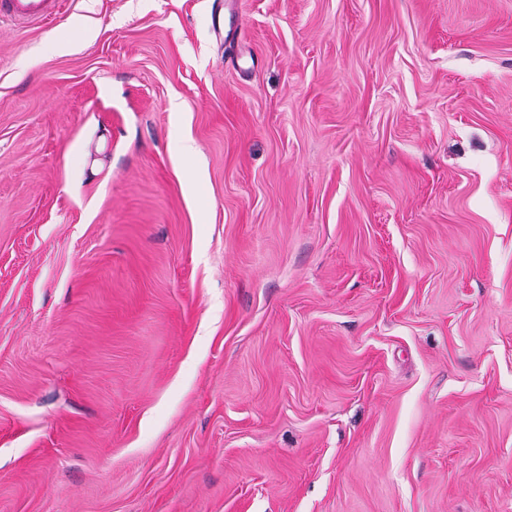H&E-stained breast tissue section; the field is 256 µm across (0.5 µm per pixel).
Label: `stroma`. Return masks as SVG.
<instances>
[{"label":"stroma","mask_w":512,"mask_h":512,"mask_svg":"<svg viewBox=\"0 0 512 512\" xmlns=\"http://www.w3.org/2000/svg\"><path fill=\"white\" fill-rule=\"evenodd\" d=\"M0 512H512V0L0 21Z\"/></svg>","instance_id":"35a3bbf8"}]
</instances>
